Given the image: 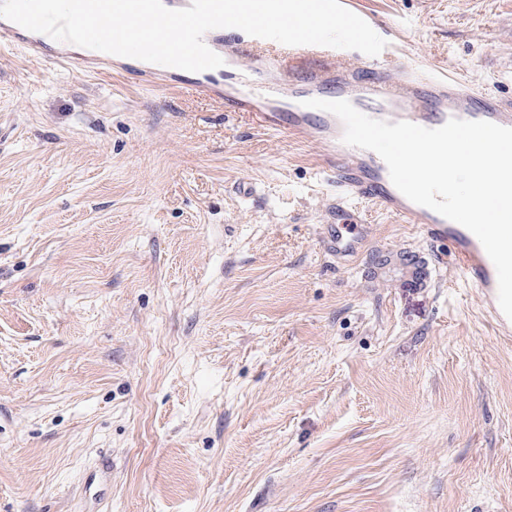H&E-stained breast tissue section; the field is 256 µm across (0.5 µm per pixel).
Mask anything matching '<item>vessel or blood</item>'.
I'll return each instance as SVG.
<instances>
[{"label":"vessel or blood","mask_w":512,"mask_h":512,"mask_svg":"<svg viewBox=\"0 0 512 512\" xmlns=\"http://www.w3.org/2000/svg\"><path fill=\"white\" fill-rule=\"evenodd\" d=\"M205 44L224 60L222 67L197 72L147 64L136 74L138 86L174 88L223 105L225 111L273 132L318 146L317 167L336 192L337 223L320 227L323 242L337 257L353 256L360 241L344 237L342 222H355L352 202H373L408 224L421 225L427 239L442 250L464 280L478 288L500 335L512 334V320L501 311L496 269L468 229L402 195L375 152L343 143L344 126L333 114L305 107V100H349L362 113L390 122L409 121L437 128L449 119L490 121L512 127V98L473 90L456 71L432 74L399 70L385 55L355 65L336 62L333 48L286 46L247 35L236 28L208 31ZM15 46L32 58L54 46L51 37L0 21V45ZM88 71L123 75L122 57L89 51Z\"/></svg>","instance_id":"vessel-or-blood-1"}]
</instances>
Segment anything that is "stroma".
<instances>
[{
	"label": "stroma",
	"mask_w": 512,
	"mask_h": 512,
	"mask_svg": "<svg viewBox=\"0 0 512 512\" xmlns=\"http://www.w3.org/2000/svg\"><path fill=\"white\" fill-rule=\"evenodd\" d=\"M354 3L512 96V0ZM317 152L0 49V512H512V337L379 205L324 251ZM350 225L344 224H321L320 236L323 242L336 252L339 258L353 256L358 252L359 238H346L342 229H347Z\"/></svg>",
	"instance_id": "1"
}]
</instances>
